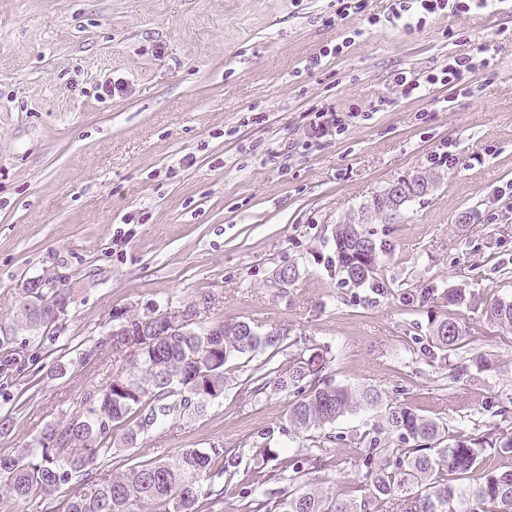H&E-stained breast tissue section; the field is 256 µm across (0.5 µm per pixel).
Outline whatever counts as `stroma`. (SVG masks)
I'll return each mask as SVG.
<instances>
[{"instance_id": "1", "label": "stroma", "mask_w": 512, "mask_h": 512, "mask_svg": "<svg viewBox=\"0 0 512 512\" xmlns=\"http://www.w3.org/2000/svg\"><path fill=\"white\" fill-rule=\"evenodd\" d=\"M392 3L0 0V323L30 278L59 270L74 289L60 329L13 342L35 362L19 376L0 372V414L14 418L0 455L101 381L105 362L62 378L50 367L92 346L114 311L205 294L210 319L284 333L272 366L325 346L337 384L377 387L450 434L512 427L491 411L512 391V334L444 297L512 294V0L410 30L393 23ZM482 42L494 63L468 91L437 84L406 97L394 82L441 71ZM109 78L125 91L102 95ZM329 107L343 131L313 138ZM447 152L455 166L441 163ZM428 170L440 176L429 195L369 226L381 291L342 282L336 224ZM463 212L469 223H458ZM290 266L299 276L282 284ZM448 314L469 328L457 360L492 361L477 381L453 380L425 350L429 322ZM262 362L249 361L204 415L134 450L140 460L214 445L236 453L223 499L203 512H246L240 490L257 471L272 472L271 489L290 472L299 441L280 428L291 395L254 399L244 387ZM377 420L367 410L336 422L319 453L323 486L361 498L359 437ZM267 447L276 460H265Z\"/></svg>"}]
</instances>
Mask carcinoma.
Segmentation results:
<instances>
[{"mask_svg": "<svg viewBox=\"0 0 512 512\" xmlns=\"http://www.w3.org/2000/svg\"><path fill=\"white\" fill-rule=\"evenodd\" d=\"M336 272L357 286L377 281L380 256L361 224L334 231ZM448 305L479 309L512 333V297L489 303L462 288L445 293ZM142 313L122 310L112 322L130 336H98L78 353V364L112 357V371L91 386L77 408L46 424L24 447L0 456V498L40 500L43 512H199L203 498H224V448H184L172 458L112 461L158 429L204 412L224 395L238 361L282 348L284 335L250 321L213 323L210 336H135ZM467 327L453 316L432 321L428 353L444 360L465 346ZM482 353L460 362L452 376L468 381L486 370ZM326 351L296 354L286 368L255 378L251 394L291 392L283 431L306 440L292 459L288 485L256 494L249 512H512V468L491 469L477 478L483 455L512 457V430L496 427L478 438L455 437L436 420L400 403H383L374 388L340 385L328 374ZM194 395L190 401L185 395ZM380 409L373 436L365 441L364 495L360 499L320 487L310 478L316 451L339 419Z\"/></svg>", "mask_w": 512, "mask_h": 512, "instance_id": "cac0c4a2", "label": "carcinoma"}]
</instances>
